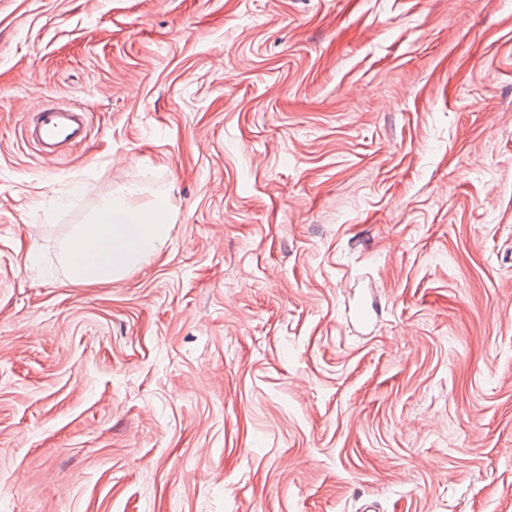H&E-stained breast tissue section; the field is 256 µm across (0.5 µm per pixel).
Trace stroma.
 <instances>
[{"label": "stroma", "instance_id": "obj_1", "mask_svg": "<svg viewBox=\"0 0 512 512\" xmlns=\"http://www.w3.org/2000/svg\"><path fill=\"white\" fill-rule=\"evenodd\" d=\"M125 185L166 249L71 285ZM366 500L512 512V0H0V512ZM26 140L44 160H55L64 146L89 140L87 112L82 104H39L29 112Z\"/></svg>", "mask_w": 512, "mask_h": 512}]
</instances>
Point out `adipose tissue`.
<instances>
[{
  "mask_svg": "<svg viewBox=\"0 0 512 512\" xmlns=\"http://www.w3.org/2000/svg\"><path fill=\"white\" fill-rule=\"evenodd\" d=\"M139 190L125 186L100 202L91 222L79 225L64 241L62 262L71 284L101 287L124 279L167 245L166 207L136 205Z\"/></svg>",
  "mask_w": 512,
  "mask_h": 512,
  "instance_id": "adipose-tissue-1",
  "label": "adipose tissue"
}]
</instances>
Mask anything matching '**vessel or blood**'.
<instances>
[{
	"instance_id": "obj_1",
	"label": "vessel or blood",
	"mask_w": 512,
	"mask_h": 512,
	"mask_svg": "<svg viewBox=\"0 0 512 512\" xmlns=\"http://www.w3.org/2000/svg\"><path fill=\"white\" fill-rule=\"evenodd\" d=\"M24 134L41 158L53 160L63 147L88 141L87 114L77 103L40 104L29 112Z\"/></svg>"
}]
</instances>
